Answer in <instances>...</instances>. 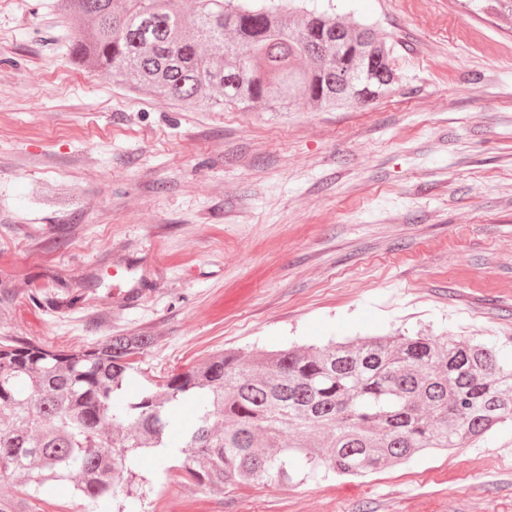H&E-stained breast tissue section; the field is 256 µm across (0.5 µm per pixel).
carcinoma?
<instances>
[{"label": "carcinoma", "instance_id": "obj_1", "mask_svg": "<svg viewBox=\"0 0 512 512\" xmlns=\"http://www.w3.org/2000/svg\"><path fill=\"white\" fill-rule=\"evenodd\" d=\"M75 62L127 91L199 110L366 107L398 84L385 37L299 0H57ZM152 336L84 351L0 340V481L90 504L132 493L146 453L184 456V484L282 486L304 472L360 476L512 421L507 343L370 336L320 348L224 351L124 390ZM186 406L194 419L179 426Z\"/></svg>", "mask_w": 512, "mask_h": 512}]
</instances>
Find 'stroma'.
<instances>
[{"mask_svg": "<svg viewBox=\"0 0 512 512\" xmlns=\"http://www.w3.org/2000/svg\"><path fill=\"white\" fill-rule=\"evenodd\" d=\"M55 0H0V339L155 345L128 385L224 350L512 336V18L310 0L388 37L366 110L206 111L78 69ZM142 512H512V423L364 477L185 487Z\"/></svg>", "mask_w": 512, "mask_h": 512, "instance_id": "1", "label": "stroma"}]
</instances>
